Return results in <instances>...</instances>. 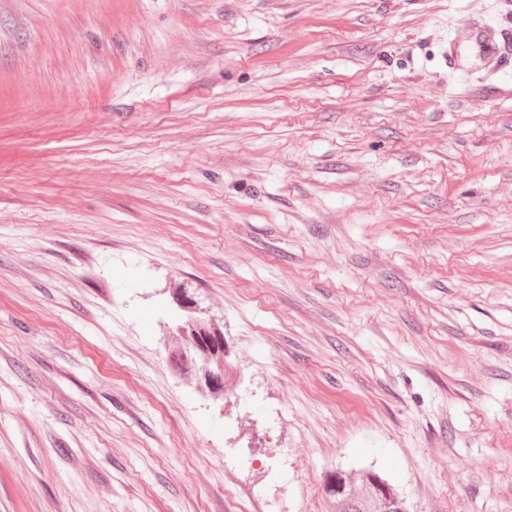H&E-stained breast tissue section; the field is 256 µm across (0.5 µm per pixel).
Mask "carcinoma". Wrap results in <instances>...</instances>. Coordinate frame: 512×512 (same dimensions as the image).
<instances>
[{
  "label": "carcinoma",
  "mask_w": 512,
  "mask_h": 512,
  "mask_svg": "<svg viewBox=\"0 0 512 512\" xmlns=\"http://www.w3.org/2000/svg\"><path fill=\"white\" fill-rule=\"evenodd\" d=\"M181 340L186 345H178L170 353L171 365L177 371L193 374L204 365L216 367L223 361L224 334L217 329L193 323ZM330 482L340 485L339 493H330L338 512H406L403 501L374 472L362 473L358 485L342 472L334 473Z\"/></svg>",
  "instance_id": "carcinoma-1"
}]
</instances>
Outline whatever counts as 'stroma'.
<instances>
[{"label": "stroma", "instance_id": "1", "mask_svg": "<svg viewBox=\"0 0 512 512\" xmlns=\"http://www.w3.org/2000/svg\"><path fill=\"white\" fill-rule=\"evenodd\" d=\"M478 25L512 0H0V512H334L339 469L512 512ZM183 289L224 398L166 362Z\"/></svg>", "mask_w": 512, "mask_h": 512}]
</instances>
